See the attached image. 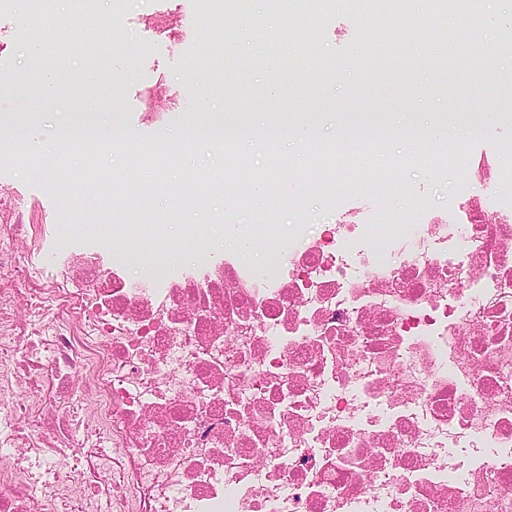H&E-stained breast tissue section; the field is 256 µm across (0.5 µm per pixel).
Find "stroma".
<instances>
[{
  "instance_id": "stroma-1",
  "label": "stroma",
  "mask_w": 512,
  "mask_h": 512,
  "mask_svg": "<svg viewBox=\"0 0 512 512\" xmlns=\"http://www.w3.org/2000/svg\"><path fill=\"white\" fill-rule=\"evenodd\" d=\"M408 8L417 25L397 34L368 26L348 0H322L310 24L287 34L269 0H249L251 23L233 30L219 21L213 0H98L81 26L43 42L15 22L18 0H0V140L23 135L52 147L61 127L89 121L144 145L174 144L189 123L242 129L260 117L269 125L288 120L297 147L373 118L427 129L461 111L472 159H497L512 147V50L499 48L501 26L512 25V0H479L464 33L456 18L430 12L422 0H408ZM476 61L494 80L474 85ZM31 174L27 167L16 178L0 172V194L44 210L60 238L102 231L91 202L81 197L60 207L54 195L26 185ZM372 178L366 170L344 186L295 188L300 204L285 201L273 213L230 210L220 191L175 214L169 197L149 194L126 222L113 224L111 245L160 246L180 234L218 255L224 225H268L271 234L251 258L261 265L280 245L281 226L335 223L337 213L365 206L363 184ZM487 181L410 168L368 208V221L392 227L409 210H447L455 195L483 198Z\"/></svg>"
}]
</instances>
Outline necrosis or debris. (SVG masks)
<instances>
[{"label": "necrosis or debris", "mask_w": 512, "mask_h": 512, "mask_svg": "<svg viewBox=\"0 0 512 512\" xmlns=\"http://www.w3.org/2000/svg\"><path fill=\"white\" fill-rule=\"evenodd\" d=\"M288 234L136 276L1 196L0 512H512V170L387 239Z\"/></svg>", "instance_id": "necrosis-or-debris-1"}]
</instances>
